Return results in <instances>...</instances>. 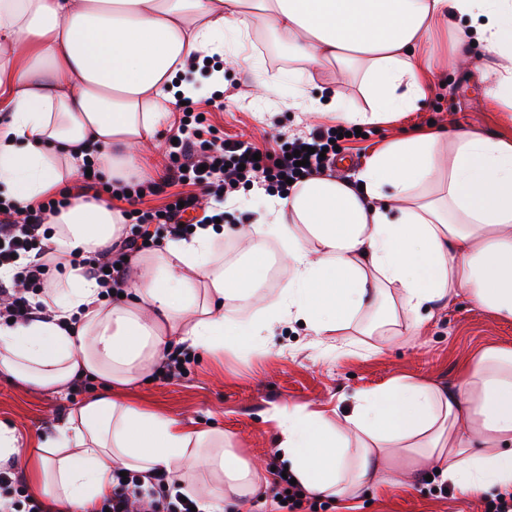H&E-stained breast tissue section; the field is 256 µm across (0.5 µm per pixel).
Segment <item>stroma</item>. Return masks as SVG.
I'll return each instance as SVG.
<instances>
[{"instance_id":"1","label":"stroma","mask_w":512,"mask_h":512,"mask_svg":"<svg viewBox=\"0 0 512 512\" xmlns=\"http://www.w3.org/2000/svg\"><path fill=\"white\" fill-rule=\"evenodd\" d=\"M455 38L452 28L426 37L423 51L433 70L417 109L362 126L359 137L337 140L331 172L355 174L388 142L431 127L458 125L512 140V106L487 94L497 59L487 56L477 67L459 69ZM245 49L270 71L288 73L300 67L263 32L253 35ZM254 82V73L225 67L223 87L198 96L195 109L205 114L220 137L263 151L331 127V119L321 113L289 107L290 82L270 90L258 89ZM324 86L336 87L350 110L366 109L358 79L327 69L318 73L308 92L318 96ZM495 347L512 348V321L459 296L434 308L413 337L364 336L354 327L336 338H320L292 322L279 327L260 349L228 347L219 356L191 352L183 377L164 380L154 374L123 395L134 406L192 420L203 429L223 430L244 457L266 470L275 461L277 429L268 419L272 406L336 404L348 413L353 407L349 394L381 389L396 378L453 386L468 358ZM104 389L94 380L81 388L69 387L62 395L37 392L1 374L0 421L14 426L21 440L44 436L69 410ZM357 512H484V499L457 494L420 475L411 487L370 492Z\"/></svg>"}]
</instances>
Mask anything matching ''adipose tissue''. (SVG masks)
Here are the masks:
<instances>
[{"instance_id":"1","label":"adipose tissue","mask_w":512,"mask_h":512,"mask_svg":"<svg viewBox=\"0 0 512 512\" xmlns=\"http://www.w3.org/2000/svg\"><path fill=\"white\" fill-rule=\"evenodd\" d=\"M465 17L472 30L458 32L457 60L468 62L475 43L503 58L490 94L511 101L512 0H0V194L33 205L76 183L89 157L112 181H130L178 96L198 95L188 58L213 56L228 34L244 43L260 22L302 65L294 107L350 124L390 120L424 94L425 35ZM332 64L360 73L369 110L349 111L334 92L307 96ZM49 222L54 278L41 312L0 325V373L56 393L95 376L109 392L24 453L0 422V467L23 460L46 512H95L118 468L145 482L165 474L200 512L246 506L267 483L223 433L120 396L156 370L172 340L218 354L296 320L326 336L375 303L388 317L403 312L412 330L422 311L459 295L512 320V140L472 129L395 139L353 177L323 172L266 198L256 222L233 232L244 257L234 270L213 248L223 228L169 241L133 263L123 297L111 301L72 256L117 241L120 210L75 196ZM269 238L293 278L281 298L239 318L235 302L260 300ZM353 400L352 413L334 417L271 409L281 461L307 492L352 501L408 485L403 459L466 494L512 491V348L470 358L456 387L397 379Z\"/></svg>"}]
</instances>
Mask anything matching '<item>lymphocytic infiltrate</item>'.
<instances>
[{
  "mask_svg": "<svg viewBox=\"0 0 512 512\" xmlns=\"http://www.w3.org/2000/svg\"><path fill=\"white\" fill-rule=\"evenodd\" d=\"M199 117L184 113L178 127L177 145L171 153L180 166L166 182L154 184L150 189L139 185H119L110 188L111 198L127 201L129 205L141 204L145 194L159 195L171 185L185 186L186 191L178 200L157 210L141 212L138 233L113 243L102 257L89 263V274L104 290H119L130 268L129 261L146 246H158L165 235L187 236L193 225L184 221L186 210L195 208L198 194H205L217 203L232 198L237 184L257 178L285 186L287 181H301L312 173L327 169L328 159L319 155L329 147L335 134L333 130H313L308 136L289 141L290 150L309 147L311 153L306 165H296L285 153L277 156L257 155L255 147L223 140L201 139ZM70 198L69 191H62L60 198L49 199L36 205L19 209L12 200L0 198V293L9 301L0 308V316L25 320L35 314L32 303L33 289L43 287L47 273L46 258L49 249L39 240L40 229L48 218L58 213ZM166 476H158L154 487L144 485L139 476H114L112 493L103 502L110 512H191L189 503L171 504L166 498L156 496V489L165 487Z\"/></svg>",
  "mask_w": 512,
  "mask_h": 512,
  "instance_id": "lymphocytic-infiltrate-1",
  "label": "lymphocytic infiltrate"
}]
</instances>
